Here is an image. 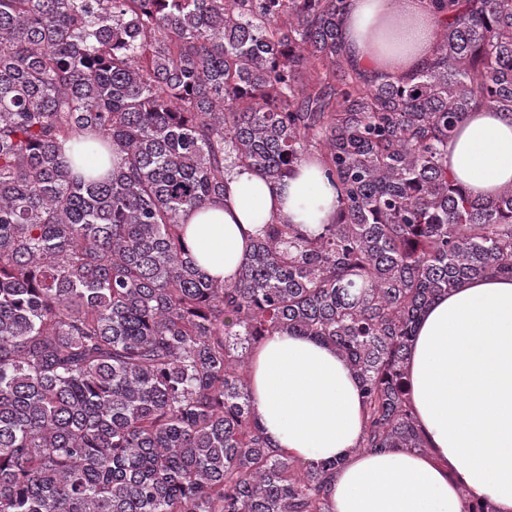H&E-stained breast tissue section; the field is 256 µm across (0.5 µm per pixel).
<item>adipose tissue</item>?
Returning a JSON list of instances; mask_svg holds the SVG:
<instances>
[{"mask_svg": "<svg viewBox=\"0 0 512 512\" xmlns=\"http://www.w3.org/2000/svg\"><path fill=\"white\" fill-rule=\"evenodd\" d=\"M437 23L427 0H346L342 35L367 74L421 69ZM448 170L473 196L512 185V116L469 112L448 141ZM336 187L316 160L269 183L234 169L224 200L187 214L185 248L211 277L233 281L263 224L314 232L336 221ZM411 404L426 448L361 452L360 384L329 345L278 333L253 350L250 390L272 445L307 462L340 459L331 512H465L462 491L512 512V276L475 278L438 297L407 360Z\"/></svg>", "mask_w": 512, "mask_h": 512, "instance_id": "adipose-tissue-1", "label": "adipose tissue"}]
</instances>
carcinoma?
I'll return each mask as SVG.
<instances>
[{
	"instance_id": "obj_1",
	"label": "carcinoma",
	"mask_w": 512,
	"mask_h": 512,
	"mask_svg": "<svg viewBox=\"0 0 512 512\" xmlns=\"http://www.w3.org/2000/svg\"><path fill=\"white\" fill-rule=\"evenodd\" d=\"M345 2L0 0V512H330L339 461L289 457L254 411L251 351L281 332L352 368L356 451L425 448L421 317L512 275V185L448 173L469 112L512 115V0H429L430 61L376 79ZM310 157L336 223L270 222L235 281L208 276L184 215L234 168Z\"/></svg>"
}]
</instances>
